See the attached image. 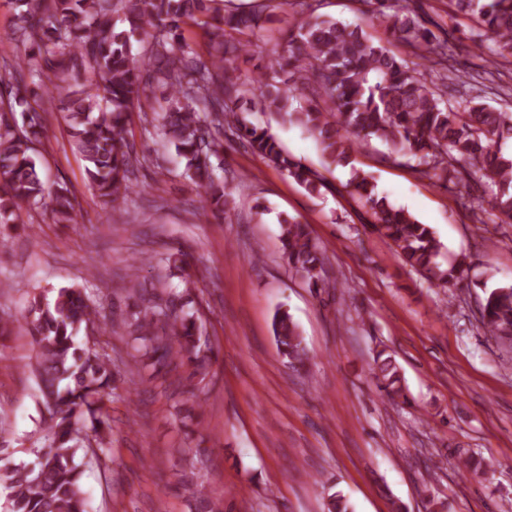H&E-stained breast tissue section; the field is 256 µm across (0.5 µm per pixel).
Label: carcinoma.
<instances>
[{
  "instance_id": "obj_1",
  "label": "carcinoma",
  "mask_w": 512,
  "mask_h": 512,
  "mask_svg": "<svg viewBox=\"0 0 512 512\" xmlns=\"http://www.w3.org/2000/svg\"><path fill=\"white\" fill-rule=\"evenodd\" d=\"M363 11L385 34L402 42L420 60L436 54L453 59V35L438 38L420 23L403 0H358ZM14 28L25 54L10 65V76L24 82L23 72L38 78L15 101L0 99V223H16L23 205L45 208L54 223L72 224L76 210L70 190L50 189L43 182L35 144L44 126L39 112L18 122L15 105L41 99L43 77L69 74L79 66L93 79L71 85L60 98L62 118L72 145L85 161L92 187L112 209L135 192L133 158L127 139L128 116L142 107L153 83L166 93L168 108L152 118L153 128L185 160L184 173L199 188L204 205L222 215L234 199L225 192L215 170L222 168L221 128L233 125L252 153L314 195L324 177L294 160L268 128L244 113L269 112L313 136L327 165L350 163L353 153L373 141L389 148L388 158L415 161V170L440 182L468 189L484 187L495 218L512 224V111L472 97L461 111L448 106L441 86L454 75L451 65L420 71L375 42L359 24L316 14L307 5L294 17L283 43L260 77L234 74L235 53L247 50L245 36L275 22L272 15L244 10L232 0H14ZM457 13L475 17L489 49L512 57V0H448ZM122 10L116 26L114 13ZM198 27L207 40L210 59H200L184 36V27ZM142 44V60L133 55V41ZM349 194L370 213V226L386 238L412 269L448 290L468 278L461 259L439 261L441 245L427 224L379 194L374 177L352 169ZM282 257L288 269L302 276L317 294L336 288L325 276L327 257L309 225L278 215ZM168 267L185 265V253L171 248L157 255ZM144 264L132 259L126 289L135 302L122 321L134 351V363L151 371L150 379L166 383L180 366L202 374L211 348L201 342L197 318L185 311L192 303L194 281L184 288L158 290L137 282ZM28 311L35 350L34 373L43 396L39 441L30 449L39 462L0 467V485L8 490L5 512H86L83 469L78 462L94 449L109 450L112 427L102 418L101 404L117 371L104 351L84 347L80 330L100 331L90 295L77 286L52 289ZM484 332L512 340V284L484 289L480 308ZM272 334L279 354L295 370L308 363L298 324L277 309ZM374 378L390 401L406 399L402 377L382 349L374 359ZM325 512H352L339 492L328 496Z\"/></svg>"
}]
</instances>
